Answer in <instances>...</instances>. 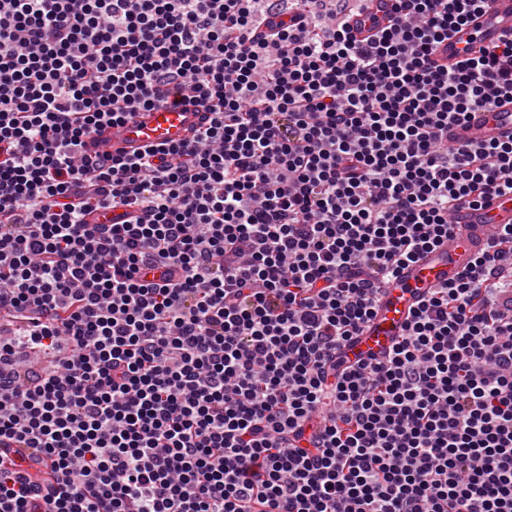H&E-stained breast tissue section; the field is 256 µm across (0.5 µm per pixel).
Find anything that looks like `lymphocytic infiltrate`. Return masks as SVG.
Instances as JSON below:
<instances>
[{
	"label": "lymphocytic infiltrate",
	"mask_w": 512,
	"mask_h": 512,
	"mask_svg": "<svg viewBox=\"0 0 512 512\" xmlns=\"http://www.w3.org/2000/svg\"><path fill=\"white\" fill-rule=\"evenodd\" d=\"M489 0H0V512H512V226L340 353L463 204L512 195ZM179 145L86 139L187 95ZM512 33V0H492L488 9L453 33L431 56L438 66L448 69L461 59L467 46L477 50L482 44L497 41ZM512 137V103L501 102L493 112H474L468 120L448 129L449 143H463L472 139L507 141Z\"/></svg>",
	"instance_id": "1"
}]
</instances>
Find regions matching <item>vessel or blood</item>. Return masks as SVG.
<instances>
[{
    "mask_svg": "<svg viewBox=\"0 0 512 512\" xmlns=\"http://www.w3.org/2000/svg\"><path fill=\"white\" fill-rule=\"evenodd\" d=\"M512 33V0H491L488 9L453 33L433 53L436 65L452 67L464 48L479 46ZM202 104L161 105L129 116L122 125L92 134L87 150L92 154L132 153L149 145L177 144L191 139L207 122ZM505 141L512 138V103L501 102L494 111L471 113L468 120L448 130L449 143L473 139ZM512 224V197L491 198L485 205L458 208L453 217L457 242L424 253L404 266L380 295L376 313L364 332L343 350L347 360L382 354L403 336L412 311L430 289L455 278L490 235Z\"/></svg>",
    "mask_w": 512,
    "mask_h": 512,
    "instance_id": "b4317fda",
    "label": "vessel or blood"
}]
</instances>
